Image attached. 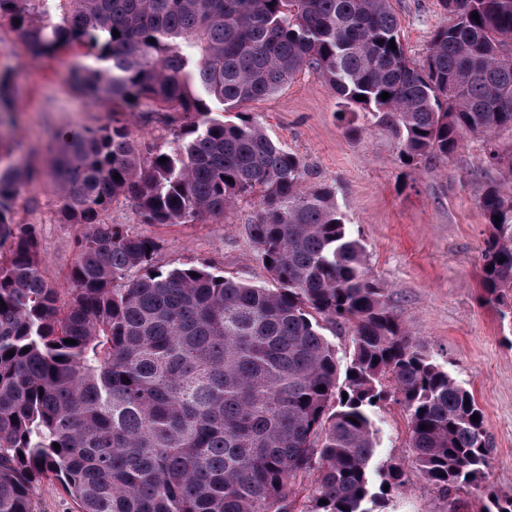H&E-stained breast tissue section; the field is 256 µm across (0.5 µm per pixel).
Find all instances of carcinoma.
<instances>
[{
	"label": "carcinoma",
	"mask_w": 512,
	"mask_h": 512,
	"mask_svg": "<svg viewBox=\"0 0 512 512\" xmlns=\"http://www.w3.org/2000/svg\"><path fill=\"white\" fill-rule=\"evenodd\" d=\"M440 3L447 20L416 63L391 0H0L31 56L94 60L76 90L173 127L147 157L114 121L61 137L50 176L78 226L65 303L34 226L13 217L35 171L0 152V512H33L50 475L77 512H296L289 486L310 473L303 512H374L373 408L389 398L426 479L445 492L482 480L491 447L474 395L399 323L335 191L305 186L301 159L252 118L222 116L307 70L356 108L349 130L370 116L411 161L512 131V0ZM8 80L0 124L15 111ZM258 191L249 234L270 288L167 268L153 238L104 221L119 196L144 224H187ZM481 207L501 221L479 284L512 323V193L491 187ZM343 324L354 350L342 373L324 330ZM382 476L393 490L405 473ZM479 512H512V494L488 492Z\"/></svg>",
	"instance_id": "cac0c4a2"
}]
</instances>
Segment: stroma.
<instances>
[{
    "label": "stroma",
    "instance_id": "stroma-1",
    "mask_svg": "<svg viewBox=\"0 0 512 512\" xmlns=\"http://www.w3.org/2000/svg\"><path fill=\"white\" fill-rule=\"evenodd\" d=\"M409 56L421 61L433 31L443 22L438 0H392ZM81 56L62 53L30 58L9 25H0V69L12 70L18 112L0 128L10 159L43 166L48 148L65 130L95 128L114 119L127 125L142 150H167L170 128L146 112H112L109 104L77 94L71 85ZM279 146L299 156L308 185H327L352 233L362 240L370 273L402 326L469 389L483 412L492 450L481 483L443 494L418 470L410 427L400 405L383 402L375 411L377 448L370 474L401 463L406 479L389 492L378 512H476L484 491L512 494V325L484 304L478 272L481 248L494 232L480 200L492 186L512 185V163L489 161L481 138L468 137L448 159L408 163L393 130L358 119L357 131L341 121L342 105L325 80L298 73L279 92L243 105ZM257 197L238 200L218 218L188 224L142 223L131 202H113L106 215L132 235L155 238L158 260L168 266L209 265L254 285H269L248 226ZM18 222L34 225L45 276L58 287L74 262L77 228L63 223L51 183L23 185L14 202Z\"/></svg>",
    "mask_w": 512,
    "mask_h": 512
}]
</instances>
